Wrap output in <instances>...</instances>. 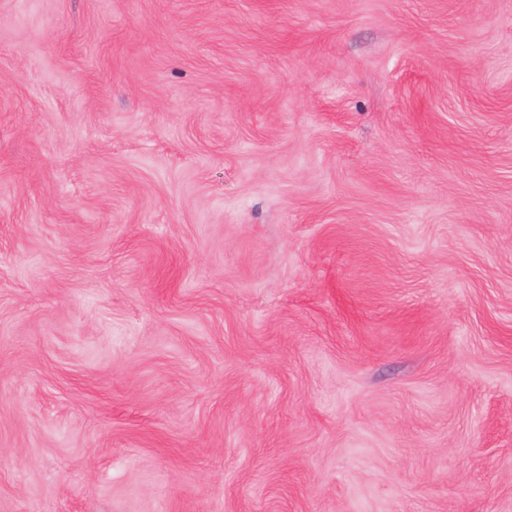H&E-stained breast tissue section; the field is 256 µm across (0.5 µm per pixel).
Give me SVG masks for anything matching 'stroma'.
Here are the masks:
<instances>
[{"label":"stroma","mask_w":512,"mask_h":512,"mask_svg":"<svg viewBox=\"0 0 512 512\" xmlns=\"http://www.w3.org/2000/svg\"><path fill=\"white\" fill-rule=\"evenodd\" d=\"M0 512H512V0H0Z\"/></svg>","instance_id":"35a3bbf8"}]
</instances>
